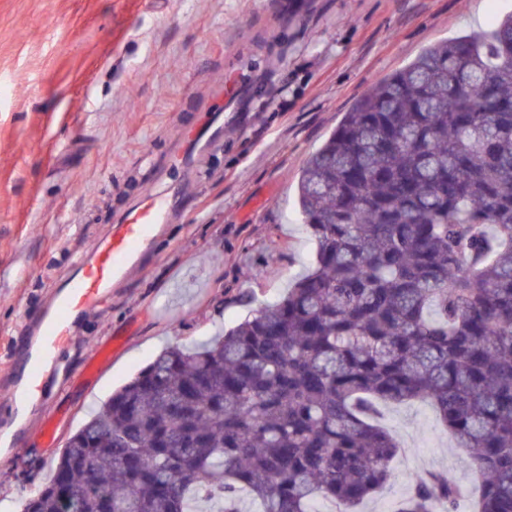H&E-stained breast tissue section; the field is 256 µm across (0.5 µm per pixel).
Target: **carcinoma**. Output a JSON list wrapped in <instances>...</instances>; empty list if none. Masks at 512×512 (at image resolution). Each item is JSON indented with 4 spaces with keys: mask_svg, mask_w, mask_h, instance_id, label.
<instances>
[{
    "mask_svg": "<svg viewBox=\"0 0 512 512\" xmlns=\"http://www.w3.org/2000/svg\"><path fill=\"white\" fill-rule=\"evenodd\" d=\"M311 269L211 342L156 355L76 430L23 512H347L392 477L378 405L429 403L512 512V14L382 78L299 181ZM411 479L396 512H457Z\"/></svg>",
    "mask_w": 512,
    "mask_h": 512,
    "instance_id": "carcinoma-1",
    "label": "carcinoma"
}]
</instances>
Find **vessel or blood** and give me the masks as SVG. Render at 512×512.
Returning a JSON list of instances; mask_svg holds the SVG:
<instances>
[{"mask_svg":"<svg viewBox=\"0 0 512 512\" xmlns=\"http://www.w3.org/2000/svg\"><path fill=\"white\" fill-rule=\"evenodd\" d=\"M168 206L164 196L144 200L94 245L89 258L80 259L78 276L38 318L41 333L23 373L24 403L33 407L39 404L38 380L45 365L66 348L72 316L92 307L113 280L123 275L133 257L150 241L154 227L164 222Z\"/></svg>","mask_w":512,"mask_h":512,"instance_id":"1","label":"vessel or blood"}]
</instances>
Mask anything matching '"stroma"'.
Masks as SVG:
<instances>
[{
  "label": "stroma",
  "instance_id": "stroma-1",
  "mask_svg": "<svg viewBox=\"0 0 512 512\" xmlns=\"http://www.w3.org/2000/svg\"><path fill=\"white\" fill-rule=\"evenodd\" d=\"M0 0V503L19 512L87 412L163 348L245 318L311 264L297 181L344 112L428 46L486 30L512 0ZM224 123L207 144L188 133ZM178 202L104 298L20 387L38 316L111 224ZM27 428L17 432L15 422ZM393 475L358 512H394L412 474L477 479L424 402L384 406Z\"/></svg>",
  "mask_w": 512,
  "mask_h": 512
}]
</instances>
